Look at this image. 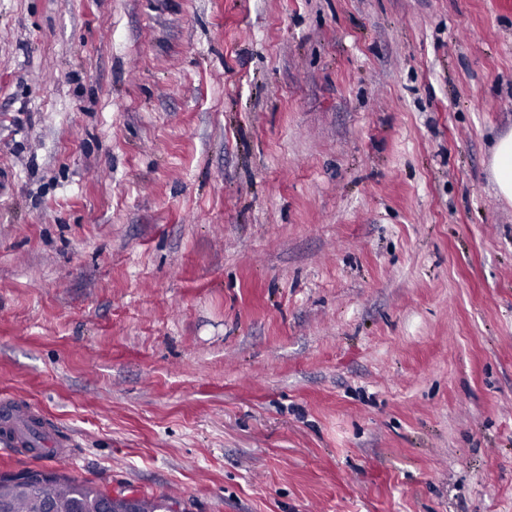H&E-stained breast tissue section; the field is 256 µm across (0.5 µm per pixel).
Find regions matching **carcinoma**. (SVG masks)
I'll return each mask as SVG.
<instances>
[{"mask_svg": "<svg viewBox=\"0 0 512 512\" xmlns=\"http://www.w3.org/2000/svg\"><path fill=\"white\" fill-rule=\"evenodd\" d=\"M110 495L96 487L80 482L62 473L27 470L16 474L0 475V501L7 505V512H43L51 503L57 512H98L99 505ZM121 512H162L173 506L177 500L171 496L135 497L122 493L113 498Z\"/></svg>", "mask_w": 512, "mask_h": 512, "instance_id": "1", "label": "carcinoma"}]
</instances>
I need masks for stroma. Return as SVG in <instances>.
Instances as JSON below:
<instances>
[{"label":"stroma","instance_id":"1","mask_svg":"<svg viewBox=\"0 0 512 512\" xmlns=\"http://www.w3.org/2000/svg\"><path fill=\"white\" fill-rule=\"evenodd\" d=\"M512 0H0V406L177 512H512ZM492 176L498 194L512 202V132L499 138L494 147Z\"/></svg>","mask_w":512,"mask_h":512}]
</instances>
